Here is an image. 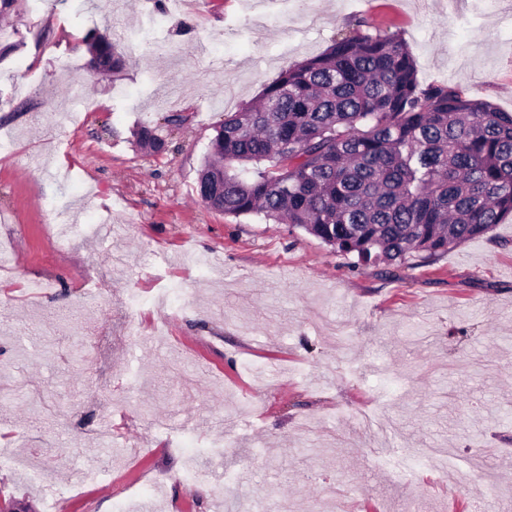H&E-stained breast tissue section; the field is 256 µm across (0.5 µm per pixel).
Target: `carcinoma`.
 Instances as JSON below:
<instances>
[{
	"label": "carcinoma",
	"instance_id": "cac0c4a2",
	"mask_svg": "<svg viewBox=\"0 0 512 512\" xmlns=\"http://www.w3.org/2000/svg\"><path fill=\"white\" fill-rule=\"evenodd\" d=\"M91 47L95 68L121 66L111 42ZM138 139L165 148L148 126ZM212 143L198 181L211 207L284 221L362 263L441 257L512 217V113L422 85L396 35L344 34L287 67Z\"/></svg>",
	"mask_w": 512,
	"mask_h": 512
}]
</instances>
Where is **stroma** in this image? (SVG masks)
I'll return each mask as SVG.
<instances>
[{
	"mask_svg": "<svg viewBox=\"0 0 512 512\" xmlns=\"http://www.w3.org/2000/svg\"><path fill=\"white\" fill-rule=\"evenodd\" d=\"M354 24L398 35L421 82L512 112V0L0 14V495L16 512H512V219L433 261L360 265L197 192L225 113ZM96 35L121 69L91 67ZM197 460L217 483L195 482Z\"/></svg>",
	"mask_w": 512,
	"mask_h": 512,
	"instance_id": "35a3bbf8",
	"label": "stroma"
}]
</instances>
